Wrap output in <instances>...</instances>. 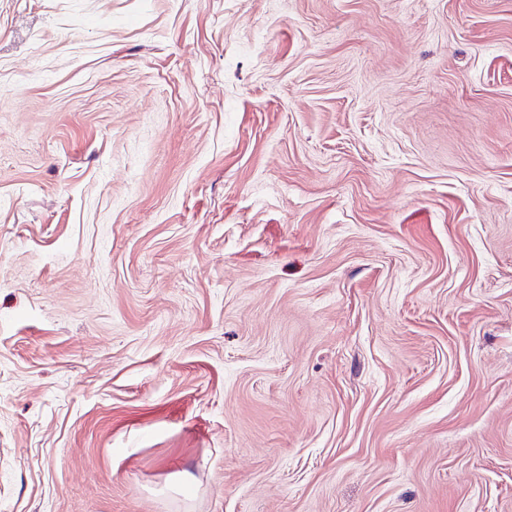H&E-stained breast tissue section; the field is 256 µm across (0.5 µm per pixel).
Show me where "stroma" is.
I'll use <instances>...</instances> for the list:
<instances>
[{"label": "stroma", "instance_id": "stroma-1", "mask_svg": "<svg viewBox=\"0 0 512 512\" xmlns=\"http://www.w3.org/2000/svg\"><path fill=\"white\" fill-rule=\"evenodd\" d=\"M0 512H512V0H0Z\"/></svg>", "mask_w": 512, "mask_h": 512}]
</instances>
